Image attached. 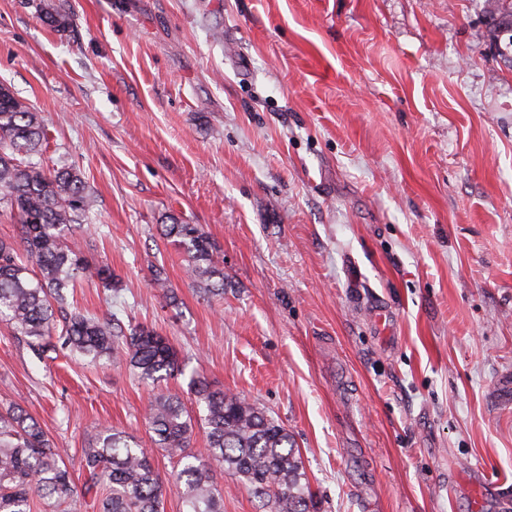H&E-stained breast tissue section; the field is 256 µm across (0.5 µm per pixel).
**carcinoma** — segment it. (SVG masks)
I'll return each mask as SVG.
<instances>
[{
	"label": "carcinoma",
	"instance_id": "carcinoma-1",
	"mask_svg": "<svg viewBox=\"0 0 512 512\" xmlns=\"http://www.w3.org/2000/svg\"><path fill=\"white\" fill-rule=\"evenodd\" d=\"M490 43L499 57L512 55V0H488ZM46 139L44 124L11 88L0 83V211L19 224L18 240H0V323L28 339L38 356L61 345L91 362L121 359L144 381L184 374L179 352L146 325H123L117 315L98 318L68 310V290L84 280L104 290L119 279L107 265L69 248L66 232L91 207L85 180L74 167L49 169L32 161ZM191 276L214 295L224 294V270L197 224H167ZM59 335H54L56 328ZM188 388L203 415L194 418L177 393L161 391L146 420L154 447L112 428L83 451L85 480L75 485L56 447L20 407L0 411V512H29L37 496L49 512L82 495L95 512H161L166 486L153 464L154 448L182 464L177 473L183 512H224L216 469L232 471L263 502L265 512H315L304 462L287 429L256 404L213 389L192 375ZM206 454L191 448L197 425Z\"/></svg>",
	"mask_w": 512,
	"mask_h": 512
}]
</instances>
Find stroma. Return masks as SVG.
I'll use <instances>...</instances> for the list:
<instances>
[{
    "instance_id": "obj_1",
    "label": "stroma",
    "mask_w": 512,
    "mask_h": 512,
    "mask_svg": "<svg viewBox=\"0 0 512 512\" xmlns=\"http://www.w3.org/2000/svg\"><path fill=\"white\" fill-rule=\"evenodd\" d=\"M487 26L486 0H0V83L91 190L66 243L120 279L75 307L186 364L155 386L0 324V406L80 485L103 427L149 443L153 394L190 401L196 372L284 425L316 512H512V70ZM165 235L174 242L186 256L187 270L191 276L206 284L214 295L224 293V270L214 260V247L198 224L165 225Z\"/></svg>"
}]
</instances>
